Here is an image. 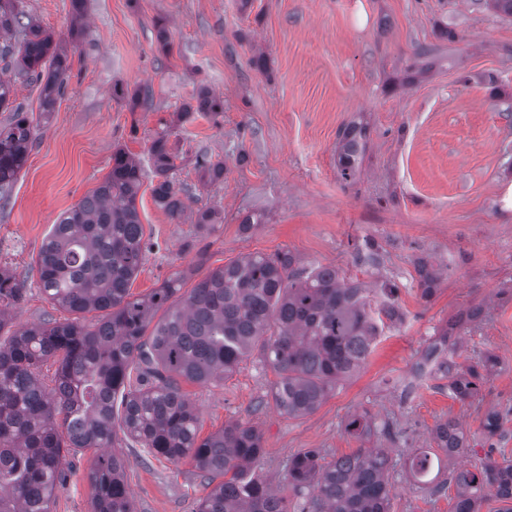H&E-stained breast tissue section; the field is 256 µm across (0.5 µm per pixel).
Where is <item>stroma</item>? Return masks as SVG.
Returning <instances> with one entry per match:
<instances>
[{
    "label": "stroma",
    "instance_id": "stroma-1",
    "mask_svg": "<svg viewBox=\"0 0 512 512\" xmlns=\"http://www.w3.org/2000/svg\"><path fill=\"white\" fill-rule=\"evenodd\" d=\"M21 5L68 42L71 71L50 112L40 83L14 86L36 139L0 200V268L26 290L8 310L13 323L66 318L40 290L35 260L51 224L98 187L121 149L147 169L137 208L150 250L133 296L180 271L199 279L243 254L279 250L367 288L398 287L402 321L387 324L363 368L310 415L278 412L269 399L275 376L256 355L224 383L184 384L201 435L232 420L258 425L264 453L253 472L278 487L300 450L329 462L360 448L345 425L369 413L390 427L369 445L391 451V512H453L459 469L488 454L512 459V418L491 438L483 427L488 411L512 407V18L474 0H85L73 41L71 0ZM423 45L437 63L419 76L412 66ZM116 86L152 90L153 102L129 108L113 98ZM202 86L222 112L178 122ZM354 120L366 123L367 145L346 182L336 145ZM163 131L177 156L171 176L184 188L180 222L151 196L148 149ZM203 153L223 160L221 181L203 183ZM202 207L223 223H191ZM249 215L261 222L246 231ZM368 241L378 250L373 264L359 257ZM422 259L440 273L428 300L418 286ZM475 305L483 313L458 336L454 358L466 365L489 352L499 364L463 403L447 378H419L414 368L437 331ZM449 419L468 436L466 455L438 454L432 431ZM116 451L136 512H192L207 491L190 460L148 461L123 439ZM423 452L439 465L419 480L410 459ZM91 459L67 453L53 512H90Z\"/></svg>",
    "mask_w": 512,
    "mask_h": 512
}]
</instances>
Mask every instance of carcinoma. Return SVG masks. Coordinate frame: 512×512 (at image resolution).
<instances>
[{
	"label": "carcinoma",
	"mask_w": 512,
	"mask_h": 512,
	"mask_svg": "<svg viewBox=\"0 0 512 512\" xmlns=\"http://www.w3.org/2000/svg\"><path fill=\"white\" fill-rule=\"evenodd\" d=\"M18 2L0 0V60H15L25 81L47 74L42 108L51 112L69 77V54ZM12 92L13 84L0 79V108L13 112L0 127V199L9 197L35 139L21 106L10 102ZM222 110L221 100L203 89L197 106L180 116ZM364 133L360 123L339 133L338 168L346 181L358 172ZM149 153L159 177L153 201L178 219L184 204L170 178L176 156L166 133ZM199 167L210 182L224 177L221 160L204 157ZM144 176L138 160L115 151L100 185L51 226L36 261L38 284L71 318L11 326L0 310V512H53L65 450L94 451L91 512H134L127 461L108 451L119 431L153 458L194 463L210 487L195 512H288L286 499L252 473L263 455L262 431L236 420L200 437L199 415L182 383L222 382L256 352L275 375V407L289 418L303 417L359 372L383 320L401 319L396 285H382L383 302L375 308L362 284L332 266L301 267L288 250L245 254L187 290V274L177 272L132 297L131 283L149 250L137 210ZM417 273L428 300L437 273L423 260ZM24 299L25 289L0 269V305ZM93 312L97 318L86 321ZM49 362L56 365L50 387L41 378ZM497 365L498 358L486 354L468 365L445 359L438 370L448 375L450 394L464 401L477 395L482 372ZM347 430L362 440L390 434L366 413L352 417ZM434 439L447 456L469 448L453 420L437 424ZM389 466L383 448H359L329 463L309 448L292 456L284 481L308 493L303 512H390ZM454 482V512H479L489 497L512 503V460L462 468Z\"/></svg>",
	"instance_id": "carcinoma-1"
}]
</instances>
